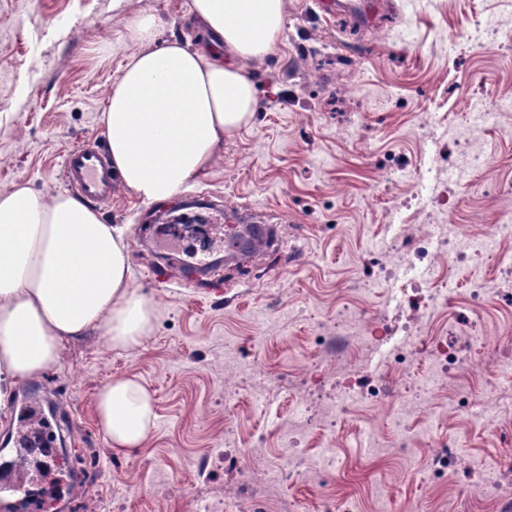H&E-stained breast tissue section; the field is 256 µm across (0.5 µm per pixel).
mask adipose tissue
<instances>
[{
	"mask_svg": "<svg viewBox=\"0 0 512 512\" xmlns=\"http://www.w3.org/2000/svg\"><path fill=\"white\" fill-rule=\"evenodd\" d=\"M186 15L209 42H159L154 20L139 19L131 30L140 47L102 112L112 167L145 203L197 182L225 136L251 122L259 95L246 63L273 52L286 0H187ZM153 318V301L132 285L122 227L69 194L22 184L0 192V405L8 387L56 367L67 339L98 331L125 350L149 337ZM94 413L116 451L143 447L155 427L154 400L132 376L104 384Z\"/></svg>",
	"mask_w": 512,
	"mask_h": 512,
	"instance_id": "adipose-tissue-1",
	"label": "adipose tissue"
}]
</instances>
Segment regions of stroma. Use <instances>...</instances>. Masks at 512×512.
<instances>
[{"label":"stroma","instance_id":"1","mask_svg":"<svg viewBox=\"0 0 512 512\" xmlns=\"http://www.w3.org/2000/svg\"><path fill=\"white\" fill-rule=\"evenodd\" d=\"M359 10L326 14L321 0H287V20L274 53L248 65L261 109L252 126L225 138L219 158L172 200L146 204L120 189L100 206L106 223L126 225L133 285L152 298L154 330L142 345L111 350L96 335L65 342L57 367L10 391L0 417V454L19 434L51 429V447L25 475L26 495L63 512H198L203 497L221 496L255 452H272L298 402L320 411L307 387L271 404L248 389L258 367L274 377L307 358L329 376L353 367L334 327L348 288L373 284L359 305L377 316L395 281L380 269L382 246L395 236L418 240L439 215L487 224L498 209L487 175L512 180V112L469 125L466 104L512 99V53L499 49L512 32V0H359ZM186 0H0V191L26 184L47 196L64 191L65 154L106 147L100 123L106 96L138 45L130 25L153 17L159 38L200 44L201 25L186 20ZM490 18L482 45L467 34ZM455 38L454 52L442 45ZM468 134L487 153L492 173L465 167L458 138ZM180 218L174 250L201 253L233 226L273 227L277 248L226 261L220 274L196 277L181 263H154L138 240L149 224ZM512 355V293L482 313ZM416 336H396L368 353L359 385L401 388L391 346L411 352ZM137 376L152 395L156 428L145 447L113 452L92 402L117 375ZM483 380L460 374L436 394L445 414L431 434L402 448L380 431L385 451L365 446L374 410L357 401L334 430L297 443L311 455L333 454L334 471L285 488L267 512H374L378 486L388 512H512L501 490L512 475V414L495 428L459 411L461 389ZM38 389L37 405L16 400ZM455 438L463 458L446 479L412 478L430 438ZM210 461L198 475L200 461ZM489 485L480 502L459 489Z\"/></svg>","mask_w":512,"mask_h":512}]
</instances>
